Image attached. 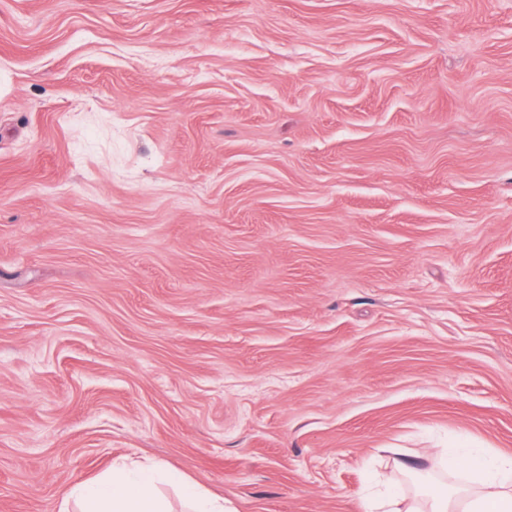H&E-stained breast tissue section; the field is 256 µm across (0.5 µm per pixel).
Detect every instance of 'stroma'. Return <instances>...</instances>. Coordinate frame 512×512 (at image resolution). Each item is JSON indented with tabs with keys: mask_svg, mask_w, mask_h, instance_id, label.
Listing matches in <instances>:
<instances>
[{
	"mask_svg": "<svg viewBox=\"0 0 512 512\" xmlns=\"http://www.w3.org/2000/svg\"><path fill=\"white\" fill-rule=\"evenodd\" d=\"M446 447L512 454V0H0V512ZM162 478L178 487L190 512L230 511L224 508V499L175 472L117 462L111 472L74 484L59 502L58 512H168L157 485Z\"/></svg>",
	"mask_w": 512,
	"mask_h": 512,
	"instance_id": "35a3bbf8",
	"label": "stroma"
}]
</instances>
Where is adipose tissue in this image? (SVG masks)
Listing matches in <instances>:
<instances>
[{
	"label": "adipose tissue",
	"mask_w": 512,
	"mask_h": 512,
	"mask_svg": "<svg viewBox=\"0 0 512 512\" xmlns=\"http://www.w3.org/2000/svg\"><path fill=\"white\" fill-rule=\"evenodd\" d=\"M441 461L468 473V485L449 492L439 484L422 499L384 497L376 501L379 512H512V456L481 452L462 455L444 448ZM178 487L189 512H224L223 499L209 495L181 475L159 466L124 462L111 472L72 486L58 504V512H167L159 493V480Z\"/></svg>",
	"instance_id": "obj_1"
}]
</instances>
